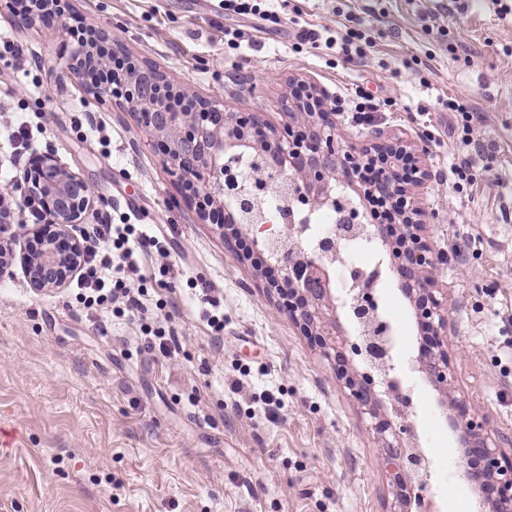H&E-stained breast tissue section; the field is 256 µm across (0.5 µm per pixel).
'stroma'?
Masks as SVG:
<instances>
[{
  "label": "stroma",
  "mask_w": 512,
  "mask_h": 512,
  "mask_svg": "<svg viewBox=\"0 0 512 512\" xmlns=\"http://www.w3.org/2000/svg\"><path fill=\"white\" fill-rule=\"evenodd\" d=\"M273 24L228 14L220 0H69L86 27L135 48L190 94L282 126L289 77L314 82L336 109L342 141L373 131L425 146L431 177L419 196L424 232L442 260L457 386L476 416L512 437V0H259ZM362 22L365 57L296 52L297 27L341 31ZM241 30L224 49V33ZM73 30L22 28L0 14V190L32 151L53 150L107 200L110 223L158 236L141 264L148 290L139 321L86 313L76 284L38 293L22 267L0 278V512H387L368 421L329 362L267 297L250 263L183 202L151 137L121 107L98 105L60 80ZM381 107L354 122L358 92ZM461 98L483 116L473 137L498 181L457 189L454 164L471 155L442 104ZM379 304L408 359L417 328L396 275ZM224 311L223 331L206 315ZM178 336L163 358L142 328ZM417 430L431 457L423 506L476 512L459 473L456 434L437 393L417 376ZM283 406L269 414L266 394Z\"/></svg>",
  "instance_id": "35a3bbf8"
}]
</instances>
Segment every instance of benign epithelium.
<instances>
[{
  "label": "benign epithelium",
  "instance_id": "obj_1",
  "mask_svg": "<svg viewBox=\"0 0 512 512\" xmlns=\"http://www.w3.org/2000/svg\"><path fill=\"white\" fill-rule=\"evenodd\" d=\"M36 0H3L19 27L59 25L65 11L32 7ZM104 49L97 60L88 46L73 48L67 76L99 104L115 102L135 117L184 201L201 220L217 226L224 242H245L243 258L257 256L260 277L278 310L310 346L330 361L336 382L370 422L378 442L377 466L394 496L391 512L422 505L430 460L419 445L416 405L405 385L413 373L439 394L461 446L464 481L478 496L482 512H512V456L485 419L470 413L455 384L449 354L448 308L435 279V253L423 234L418 192L429 177L424 148L396 132L377 130L360 147L341 146L336 113L318 87L288 81L284 106L288 123L273 128L257 112H227L189 95L156 66L98 29ZM248 161L251 176L238 180L226 161ZM357 167L373 169L375 180L353 186ZM351 188L359 205L336 218L334 236L304 244L309 216L334 208ZM14 190L23 204L37 206L41 222L28 224L4 204L0 192V277L12 275L20 260L36 292L66 286L82 269L88 248L84 225L99 222L94 187L60 164L51 150L31 153ZM288 198L301 208L273 237L254 228L266 221L259 207L267 197ZM378 242L377 270L398 276L420 331L407 363L395 354L393 326L379 312L378 291L357 281L346 292L333 286L331 265L342 243Z\"/></svg>",
  "mask_w": 512,
  "mask_h": 512
}]
</instances>
